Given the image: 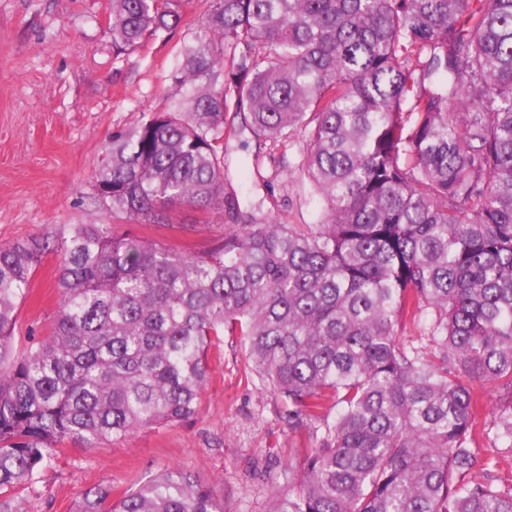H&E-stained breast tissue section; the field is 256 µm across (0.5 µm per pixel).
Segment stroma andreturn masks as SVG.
I'll return each mask as SVG.
<instances>
[{
    "instance_id": "stroma-1",
    "label": "stroma",
    "mask_w": 512,
    "mask_h": 512,
    "mask_svg": "<svg viewBox=\"0 0 512 512\" xmlns=\"http://www.w3.org/2000/svg\"><path fill=\"white\" fill-rule=\"evenodd\" d=\"M206 8V0H189L175 31L117 55L110 0H0V245L58 240L71 225L108 223L181 252L223 242L220 213L184 206L177 224L116 223L93 187L113 131L183 97L172 75ZM242 141L224 134L225 193L244 205L264 201L287 223H313L320 199L303 175L276 168ZM58 276L57 254L46 253L18 311V343L49 333ZM210 367L197 415L91 450L68 445L26 494L28 512H68L92 487L118 494L172 467L211 489L224 512H266L270 486L307 440L289 429L273 391L245 376L238 337L225 336Z\"/></svg>"
}]
</instances>
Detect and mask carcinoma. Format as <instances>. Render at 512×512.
Returning a JSON list of instances; mask_svg holds the SVG:
<instances>
[{"mask_svg":"<svg viewBox=\"0 0 512 512\" xmlns=\"http://www.w3.org/2000/svg\"><path fill=\"white\" fill-rule=\"evenodd\" d=\"M186 0H112V49L172 32ZM175 83L187 96L116 130L96 195L131 224L217 210L209 252H176L110 224L57 246L0 247V512L68 443L87 449L183 422L241 337L309 447L268 512H512V0H206ZM288 162L324 203L285 224L224 193V120ZM60 254L49 335L20 348L18 310L44 254ZM425 324L430 346L397 328ZM480 385L504 391L478 421ZM70 512H224L169 468Z\"/></svg>","mask_w":512,"mask_h":512,"instance_id":"carcinoma-1","label":"carcinoma"}]
</instances>
